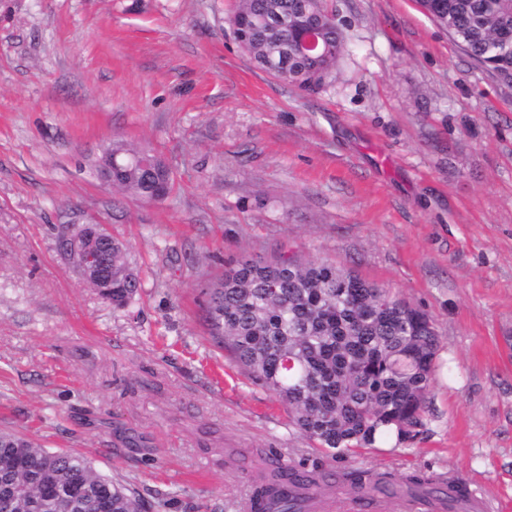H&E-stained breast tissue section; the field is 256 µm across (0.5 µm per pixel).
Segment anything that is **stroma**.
<instances>
[{"label":"stroma","mask_w":512,"mask_h":512,"mask_svg":"<svg viewBox=\"0 0 512 512\" xmlns=\"http://www.w3.org/2000/svg\"><path fill=\"white\" fill-rule=\"evenodd\" d=\"M328 3L347 48L312 92L239 49L235 0H0V431L146 512H241L275 459L452 478L512 512V85L415 0ZM115 137L161 157L169 196L91 174ZM91 220L139 274L124 309L60 247ZM288 251L434 319L413 444L319 451L211 339L204 288Z\"/></svg>","instance_id":"stroma-1"}]
</instances>
